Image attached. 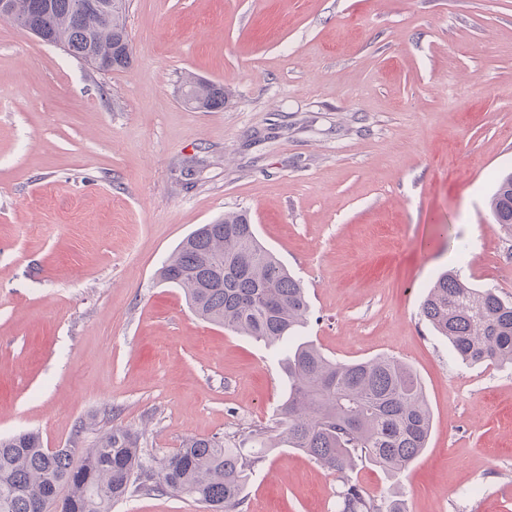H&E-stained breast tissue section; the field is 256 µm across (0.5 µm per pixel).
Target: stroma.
<instances>
[{
    "label": "stroma",
    "mask_w": 512,
    "mask_h": 512,
    "mask_svg": "<svg viewBox=\"0 0 512 512\" xmlns=\"http://www.w3.org/2000/svg\"><path fill=\"white\" fill-rule=\"evenodd\" d=\"M128 68L99 73L0 20V437L91 447L79 422L188 436L266 424L268 346L198 318L157 272L198 225L246 211L303 285L302 331L343 362L419 376L428 446L353 476L406 512H512V369L462 364L419 314L457 270L512 301V0H129ZM223 109L182 101L185 75ZM335 474L266 451L240 512H338ZM112 512H206L135 494ZM187 93H191L195 101V105L191 106L203 112H211L224 108L227 99L223 85L193 78H189L185 82V90L183 92V100L185 103ZM489 211L495 224L512 234V173L501 175L489 200Z\"/></svg>",
    "instance_id": "obj_1"
}]
</instances>
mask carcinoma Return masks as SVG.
I'll return each mask as SVG.
<instances>
[{
  "mask_svg": "<svg viewBox=\"0 0 512 512\" xmlns=\"http://www.w3.org/2000/svg\"><path fill=\"white\" fill-rule=\"evenodd\" d=\"M18 16L45 42L71 57L92 55L111 70L127 68L132 47L126 12L109 14L111 0L77 12L76 0H15ZM184 93L193 108L224 107V86L190 78ZM494 223L512 234V173L500 176L489 200ZM183 291L192 311L227 330L267 345L288 346L307 324L309 301L301 284L259 241L247 215L226 212L202 224L158 271ZM421 316L470 365H512V303L475 288L448 271L428 288ZM288 394L271 424L247 440L263 449L298 450L337 474L342 512H405L401 499L375 500L351 478L365 459L398 476L427 446L432 417L413 369L389 357L339 362L304 341L281 360ZM261 457L218 437L185 439L159 463L146 458L139 433L113 425L91 448H46L36 432L0 438V512H112L135 492L186 494L210 512H235Z\"/></svg>",
  "mask_w": 512,
  "mask_h": 512,
  "instance_id": "carcinoma-1",
  "label": "carcinoma"
}]
</instances>
